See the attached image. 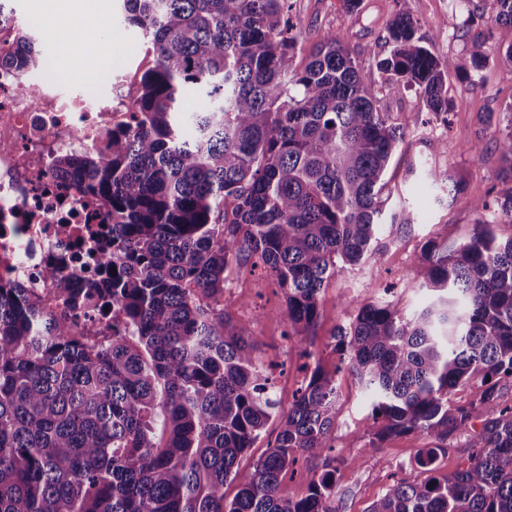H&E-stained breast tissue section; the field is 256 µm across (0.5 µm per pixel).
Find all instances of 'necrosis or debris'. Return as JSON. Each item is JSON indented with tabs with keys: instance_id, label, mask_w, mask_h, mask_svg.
I'll list each match as a JSON object with an SVG mask.
<instances>
[{
	"instance_id": "obj_1",
	"label": "necrosis or debris",
	"mask_w": 512,
	"mask_h": 512,
	"mask_svg": "<svg viewBox=\"0 0 512 512\" xmlns=\"http://www.w3.org/2000/svg\"><path fill=\"white\" fill-rule=\"evenodd\" d=\"M75 93L51 96L42 82L20 80L0 68V284L19 280L46 311L60 312L61 293L79 259L97 252L103 211L77 189L58 194L54 157L103 147L125 112Z\"/></svg>"
}]
</instances>
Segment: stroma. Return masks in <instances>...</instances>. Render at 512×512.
Returning <instances> with one entry per match:
<instances>
[{
    "instance_id": "obj_1",
    "label": "stroma",
    "mask_w": 512,
    "mask_h": 512,
    "mask_svg": "<svg viewBox=\"0 0 512 512\" xmlns=\"http://www.w3.org/2000/svg\"><path fill=\"white\" fill-rule=\"evenodd\" d=\"M37 0H9L7 10L13 31L33 32L41 40L45 57L53 62L54 92H69L70 76L79 72L75 56L85 40V32L72 28L67 33L73 58H64L53 44L43 42L42 31L31 20L38 16ZM406 7L418 20V36L434 53L452 58L467 56L472 38L488 34L495 13L494 0H407ZM296 12L306 45H313L327 30H340L353 54L364 68L375 66L384 47L379 35L396 10V0H362L356 14L345 12L341 0H296ZM98 40L112 43L109 56L98 61L92 71L96 92L111 99L118 111H126L140 90L143 73L154 60L148 38L123 21L120 0H109L103 26L95 28ZM447 121L427 112L416 88L408 87L384 96L382 111L395 122L412 118L406 137L393 159L396 166L389 183L387 211L401 208L418 215L412 234L395 236L382 231L380 260L347 270L329 282L319 296V317L315 328L302 343L285 339L283 326L274 313L284 298L260 272L245 268L234 274L224 293L231 316L242 324L257 344V355L276 367L274 391L281 404L292 403L302 386L300 351L312 350L321 366L335 372L339 400L336 421L329 434L333 446L337 512H369L400 481H419L424 474L415 457L424 444L416 434L401 435L381 447L369 445L366 419L372 406L348 371H337L338 356L333 350V333L348 321L354 309L383 299L393 300L405 314L420 309L427 299L424 291L410 287L407 272L423 243L430 239L448 244L464 240L478 219L470 202L487 198L490 190L501 189L502 162L493 143L499 126L490 117L512 103V66L498 51L474 81L451 77ZM482 144L481 157L473 147ZM461 179L464 191L454 203L442 201L441 190H426L420 182L428 170Z\"/></svg>"
}]
</instances>
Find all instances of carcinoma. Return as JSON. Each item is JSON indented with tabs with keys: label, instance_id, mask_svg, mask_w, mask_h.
<instances>
[{
	"label": "carcinoma",
	"instance_id": "cac0c4a2",
	"mask_svg": "<svg viewBox=\"0 0 512 512\" xmlns=\"http://www.w3.org/2000/svg\"><path fill=\"white\" fill-rule=\"evenodd\" d=\"M125 21L150 38L154 65L130 123L106 150L61 153L59 178L99 202L105 247L49 313L20 281L0 284V512H336L328 437L336 375L305 365L306 384L279 410L272 372L224 307L233 272L262 267L280 288L288 335L318 318L330 280L382 255L388 224L407 234L410 210L385 216V175L410 123L391 120L380 94L416 88L448 122V77L488 63L475 37L468 60L434 54L402 7L386 24L375 83L341 32L308 48L291 0H122ZM492 24L512 64V0ZM25 78L43 56L33 36L0 49ZM191 87L204 112L179 108ZM496 141L512 184V103ZM190 125L195 135L183 136ZM454 246L429 239L408 272L428 292L406 316L390 303L350 314L334 335L340 362L370 396L366 433L426 440L419 482L400 483L371 512H512V408L493 379L512 377V187ZM116 273H111V269ZM112 309V337L79 317ZM479 377L483 428L451 392ZM275 444L232 500L224 484L270 420ZM465 433L464 467L435 475L438 452ZM321 461L308 493L288 496L297 455Z\"/></svg>",
	"mask_w": 512,
	"mask_h": 512
}]
</instances>
